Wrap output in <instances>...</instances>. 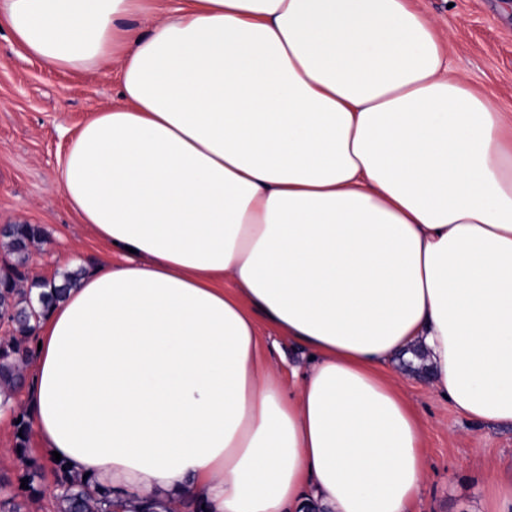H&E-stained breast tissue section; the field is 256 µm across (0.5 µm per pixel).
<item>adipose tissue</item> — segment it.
Listing matches in <instances>:
<instances>
[{
  "instance_id": "ef3b65f1",
  "label": "adipose tissue",
  "mask_w": 512,
  "mask_h": 512,
  "mask_svg": "<svg viewBox=\"0 0 512 512\" xmlns=\"http://www.w3.org/2000/svg\"><path fill=\"white\" fill-rule=\"evenodd\" d=\"M0 0L47 67L121 62L60 187L119 253L40 320V456L204 512H410L422 350L461 416L512 425V113L416 0ZM232 287H225V279ZM311 361L285 393L258 322Z\"/></svg>"
}]
</instances>
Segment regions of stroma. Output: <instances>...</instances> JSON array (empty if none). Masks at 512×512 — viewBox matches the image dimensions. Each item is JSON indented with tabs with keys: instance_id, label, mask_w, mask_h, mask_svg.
<instances>
[{
	"instance_id": "stroma-1",
	"label": "stroma",
	"mask_w": 512,
	"mask_h": 512,
	"mask_svg": "<svg viewBox=\"0 0 512 512\" xmlns=\"http://www.w3.org/2000/svg\"><path fill=\"white\" fill-rule=\"evenodd\" d=\"M448 36L455 74L493 91L512 113V0H417ZM118 62L99 71H61L21 53L0 31V225L37 224L46 241L33 251L30 276L52 279L103 263L111 247L66 204L58 164L72 134L94 112L119 100ZM270 362L286 388L309 364L308 353L268 323ZM386 374L401 388L424 428L426 476L415 512H485L489 484L512 464V426L461 417L431 392L423 375L394 358Z\"/></svg>"
}]
</instances>
